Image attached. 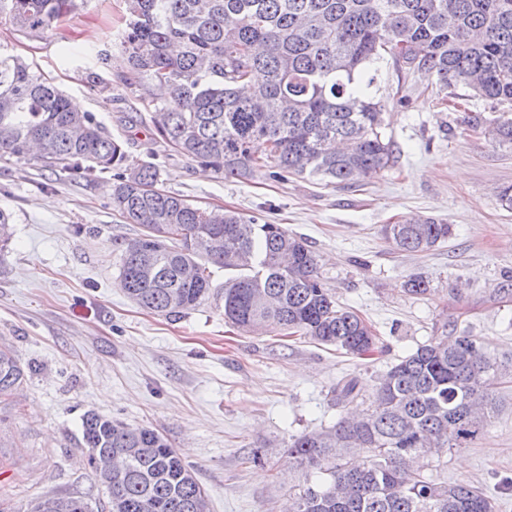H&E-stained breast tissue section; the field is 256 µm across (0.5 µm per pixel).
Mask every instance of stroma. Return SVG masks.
Segmentation results:
<instances>
[{"mask_svg": "<svg viewBox=\"0 0 512 512\" xmlns=\"http://www.w3.org/2000/svg\"><path fill=\"white\" fill-rule=\"evenodd\" d=\"M125 27L123 0H91L38 38L0 26V48L93 113L131 161L155 164L159 188L304 237L337 303L373 325L381 350L362 360L304 336L241 334L213 299L176 316L144 310L119 286V245L142 229L114 211L111 174L86 183L33 159L0 160V208L13 229L0 257V344L25 371L0 403L1 502L13 512L43 495L103 503L106 489L81 447V419L94 411L165 435L210 512H284L303 482L288 447L335 423L337 382L358 378L363 391L348 409H366L378 377L445 321L512 360V210L497 198L512 185V147L463 122L467 112L498 117L503 106L442 105L426 77L398 83L386 63L377 95L397 163L381 177L354 189L262 172L227 179L141 120L135 95L116 78ZM86 44L109 51L111 66L80 53ZM89 69L104 87L84 82ZM428 217L451 226L448 241L428 251L397 250L381 234L384 224ZM415 276L428 281L426 294L406 293ZM497 391L500 410L485 435L426 457L422 471L471 484L497 499L498 512H512V381Z\"/></svg>", "mask_w": 512, "mask_h": 512, "instance_id": "stroma-1", "label": "stroma"}]
</instances>
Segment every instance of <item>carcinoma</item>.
I'll return each mask as SVG.
<instances>
[{
    "label": "carcinoma",
    "instance_id": "cac0c4a2",
    "mask_svg": "<svg viewBox=\"0 0 512 512\" xmlns=\"http://www.w3.org/2000/svg\"><path fill=\"white\" fill-rule=\"evenodd\" d=\"M89 0H0V24L39 37ZM125 70L119 82L148 112L165 143L226 178L272 169L364 186L394 163L384 103L372 94L380 63L427 76L442 99L456 88L512 103V0H123ZM493 144L512 146V117L465 113ZM266 145L263 154L254 145ZM73 178L113 173L112 207L144 233L119 245L122 286L138 306L175 316L218 294L224 321L246 334L299 333L363 358L372 327L336 302L306 242L279 224L202 210L157 188L151 163H129L124 143L20 57L0 51V158L26 160ZM11 215L0 208V252ZM399 250L448 240L436 218L382 226ZM237 272L214 292L209 266ZM503 362L475 336L448 339V323L399 359L373 388L371 409L299 435L289 456L304 475L289 512H495L468 483L409 467L414 457L470 448L499 408L493 383ZM24 370L0 349V400ZM355 377L336 384L337 406L359 396ZM82 445L108 489L107 512H209L205 491L168 440L94 412ZM127 468L104 477L112 459ZM44 512H89L80 497L40 496Z\"/></svg>",
    "mask_w": 512,
    "mask_h": 512
}]
</instances>
